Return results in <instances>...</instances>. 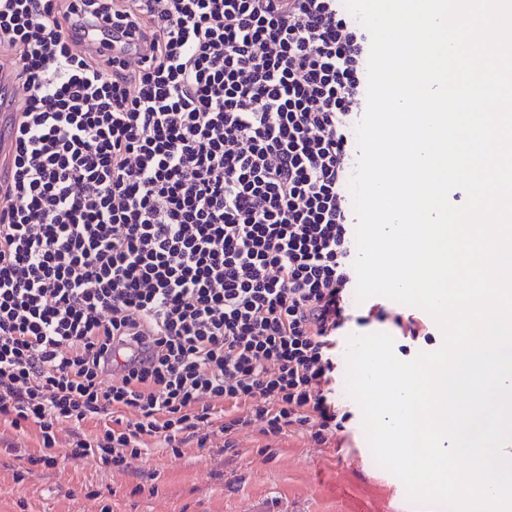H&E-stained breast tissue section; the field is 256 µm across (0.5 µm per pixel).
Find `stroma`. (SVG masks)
I'll return each mask as SVG.
<instances>
[{
    "mask_svg": "<svg viewBox=\"0 0 512 512\" xmlns=\"http://www.w3.org/2000/svg\"><path fill=\"white\" fill-rule=\"evenodd\" d=\"M377 322L348 324L336 349V406L346 413L336 440L312 442L298 430L266 438L238 432V455L222 448H186L182 457L151 448L124 471L96 458L59 457L53 467L29 466L38 452L35 428L0 426L22 454L0 447V512H444L411 502L403 483L380 467L367 442L362 412L345 386L347 338L390 333Z\"/></svg>",
    "mask_w": 512,
    "mask_h": 512,
    "instance_id": "stroma-1",
    "label": "stroma"
}]
</instances>
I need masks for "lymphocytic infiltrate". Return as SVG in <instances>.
Returning <instances> with one entry per match:
<instances>
[{
  "instance_id": "f902f5d3",
  "label": "lymphocytic infiltrate",
  "mask_w": 512,
  "mask_h": 512,
  "mask_svg": "<svg viewBox=\"0 0 512 512\" xmlns=\"http://www.w3.org/2000/svg\"><path fill=\"white\" fill-rule=\"evenodd\" d=\"M97 27L125 55L77 51ZM370 46L341 0H0V73L26 94L0 89V422L38 427L30 465L105 415L68 458L342 430ZM353 320L429 334L379 302Z\"/></svg>"
}]
</instances>
